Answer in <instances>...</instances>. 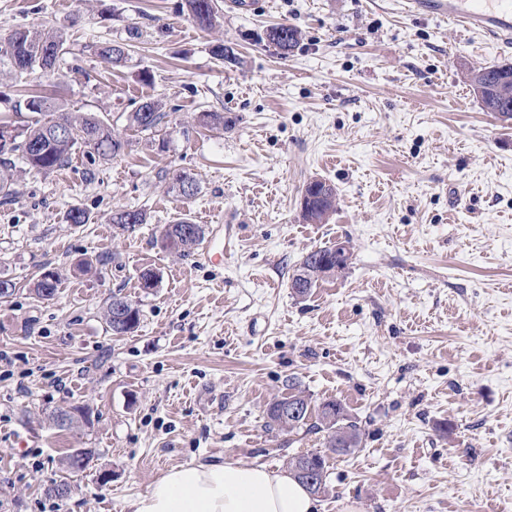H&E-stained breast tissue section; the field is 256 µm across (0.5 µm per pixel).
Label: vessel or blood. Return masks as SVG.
<instances>
[{
    "instance_id": "b4317fda",
    "label": "vessel or blood",
    "mask_w": 512,
    "mask_h": 512,
    "mask_svg": "<svg viewBox=\"0 0 512 512\" xmlns=\"http://www.w3.org/2000/svg\"><path fill=\"white\" fill-rule=\"evenodd\" d=\"M411 15L452 22L512 45V0H404Z\"/></svg>"
}]
</instances>
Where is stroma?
<instances>
[{
	"label": "stroma",
	"instance_id": "1",
	"mask_svg": "<svg viewBox=\"0 0 512 512\" xmlns=\"http://www.w3.org/2000/svg\"><path fill=\"white\" fill-rule=\"evenodd\" d=\"M182 2L0 0V27L58 28L70 48L55 76L0 73V123L30 121L7 102L37 89L126 143L109 161L21 174L0 206V276L18 285L0 302V512H42L62 478L61 512H134L175 466L287 469L324 448L319 433L264 429L291 377L363 432L327 454L319 512H512V127L463 77L512 49L398 0H218L212 30ZM277 23L301 32L285 56L265 39ZM105 40L128 41L124 62L92 54ZM219 40L236 63L212 55ZM150 100L163 147L130 122ZM180 171L200 187L187 203L170 189ZM315 178L337 193L325 224L301 218ZM75 206L93 223H64ZM137 208L147 223L119 232L113 212ZM184 216L223 224V264L162 248L161 227ZM339 241L347 268L296 297L306 253ZM45 267L59 279L48 301L29 291ZM115 293L141 311L123 337L104 320ZM60 410L69 430L53 425ZM75 448L96 451L79 473L65 465Z\"/></svg>",
	"mask_w": 512,
	"mask_h": 512
}]
</instances>
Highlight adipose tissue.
<instances>
[{
    "instance_id": "obj_1",
    "label": "adipose tissue",
    "mask_w": 512,
    "mask_h": 512,
    "mask_svg": "<svg viewBox=\"0 0 512 512\" xmlns=\"http://www.w3.org/2000/svg\"><path fill=\"white\" fill-rule=\"evenodd\" d=\"M316 510V498L292 473L233 462H193L173 467L134 504V512Z\"/></svg>"
}]
</instances>
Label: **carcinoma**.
<instances>
[{"label":"carcinoma","instance_id":"carcinoma-1","mask_svg":"<svg viewBox=\"0 0 512 512\" xmlns=\"http://www.w3.org/2000/svg\"><path fill=\"white\" fill-rule=\"evenodd\" d=\"M185 6L195 22L203 29L215 27L220 18L217 0H185ZM267 41L282 55H287L298 45L300 32L297 28L279 24L267 31ZM94 55L117 64L125 58L126 47L118 41H104L91 46ZM67 53L66 38L60 30H39L24 26L11 27L0 33V69L5 68L17 79L39 70L46 75L55 72L57 63ZM464 79L479 99L484 110L498 116H512V64L494 63L469 67ZM15 112H31L37 115L60 113L59 118L43 122L39 119L30 125L13 127L10 141L0 143V199L7 203L17 195L16 169L22 164L36 173H49L68 165L77 153L86 155L91 163L96 159L108 160L120 155L125 142L112 135V129L103 120L89 113L66 112L54 98L33 90L13 103ZM165 113L153 101L144 102L133 113L130 122L138 131L157 136ZM172 189L190 201L199 190L196 179L186 172L173 176ZM305 205L301 207L303 221L324 224L336 211L337 194L333 185L322 179H313L304 190ZM112 223L123 230H132L138 224L148 223L147 213L142 209L120 210L112 214ZM204 239V229L186 218L164 226L160 240L164 248L180 254L191 252ZM331 248L309 251L298 270L307 277L306 286L295 289L298 297L307 295L318 282L335 274L336 266L329 260ZM58 277L53 270L34 283L35 295L45 289L57 291ZM105 319L114 336H125L133 332L140 322V309L124 307L120 310L106 307ZM291 393L277 399L266 409L265 428L288 430H319L327 434L326 447L338 455H347L362 443L358 421L350 418L341 403L335 400L323 402L313 410L311 399L296 390V382L288 380ZM300 406L296 416L288 415V400ZM288 467L295 472H307L300 478L312 493L326 491V456L319 451L306 452L291 457Z\"/></svg>","mask_w":512,"mask_h":512}]
</instances>
